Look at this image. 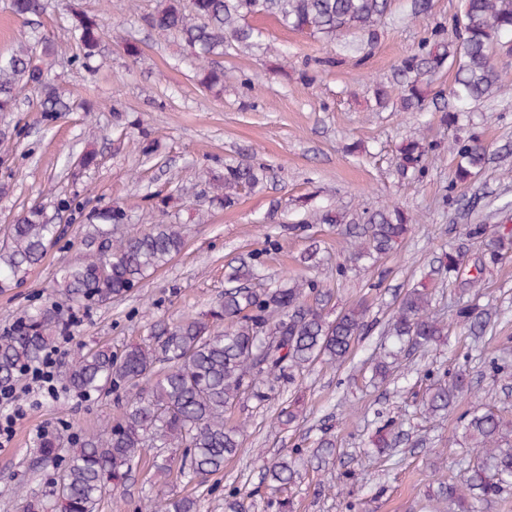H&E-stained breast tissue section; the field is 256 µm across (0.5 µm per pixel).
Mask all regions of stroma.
<instances>
[{"mask_svg": "<svg viewBox=\"0 0 512 512\" xmlns=\"http://www.w3.org/2000/svg\"><path fill=\"white\" fill-rule=\"evenodd\" d=\"M33 21L18 18L10 0H0V57L50 38L60 52L53 69L72 111L44 122L29 92L12 112H0V245L22 209L43 208L65 234L23 282L0 288V333L27 312L57 299V270L78 254L85 233L66 201L88 208L118 205L128 215L115 235L153 224L181 225L184 250L150 275L133 294L93 306L67 344L68 359L82 347L113 349L147 339L156 324L207 312L224 293L228 264L251 252L263 255L266 280L281 277L319 281L334 292V309L368 301L374 320L342 366L316 363L294 380L276 384L266 402L243 397L228 412L243 429L240 454L223 474L196 487L201 512H224L230 489H260L252 512L267 507L264 464L282 450L302 451V478L288 486L292 512H448L427 493L439 482L465 484L476 450L463 416L493 408L512 441V258L488 265L480 287L449 278L443 251L465 245L468 264L486 252L469 240L470 224L512 230V157L490 160L471 183H455L456 160L448 146L470 132L492 148L512 146V93L477 104L465 129L448 125L434 108L422 112L376 111L374 82H391L398 61L414 52L428 28L448 23L458 0H433L427 19L410 15V0H394L379 26L377 42L354 35L358 50L343 40L326 41L291 30L275 17L252 19L261 33L250 52L226 48L224 93L216 97L198 82L191 49L174 34L143 25L156 0H44ZM81 11L102 18L103 37L93 70L70 65L78 51L71 18ZM136 42L139 58L126 55ZM410 137L436 143L423 174L402 182L397 150ZM97 162L82 169L73 161L84 150ZM248 154L264 165L262 190L243 194L230 208L209 200L201 173L220 174L225 162ZM396 205L413 217L411 231L392 253L351 262L342 225L321 224L316 212L351 214ZM304 225L301 234L289 233ZM426 282L438 316L449 325L438 347L400 353L388 381L372 376L380 356L393 348L389 319L413 284ZM491 309L495 317L481 340L456 322L459 306ZM464 369L470 393L447 412L423 414L428 372ZM57 395L30 393L33 405L15 425L8 447H0V512H29L34 498L52 499L55 465L42 457L44 438L75 448L76 430H92L116 418L125 403L112 390L76 392L56 379ZM301 398L299 419L282 426L281 407ZM396 422L400 440L391 454L371 441L379 414ZM336 442L329 466L313 457L322 434ZM182 483H163L155 469L138 466L122 491L123 512H150L158 494H181Z\"/></svg>", "mask_w": 512, "mask_h": 512, "instance_id": "35a3bbf8", "label": "stroma"}]
</instances>
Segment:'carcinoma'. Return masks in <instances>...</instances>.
Listing matches in <instances>:
<instances>
[{
  "mask_svg": "<svg viewBox=\"0 0 512 512\" xmlns=\"http://www.w3.org/2000/svg\"><path fill=\"white\" fill-rule=\"evenodd\" d=\"M392 0H158L143 23L160 33H176L194 51L200 63V83L210 89L224 85V69L210 57L224 54L233 45L250 47L259 33L248 19L259 13L275 17L284 26L313 37L336 39L362 33L369 43L377 39V27L391 11ZM13 13L25 19L41 12L42 0H12ZM460 27L448 31L436 26L417 50L395 66L400 79V110L422 112L428 106L431 78L443 69L453 73L445 118L453 125L469 106L512 88L506 72L494 56H512V0H460ZM82 65L98 55L105 26L96 16L77 13L72 21ZM53 52L52 41L43 42L41 55L20 50L0 58V112L16 105L22 89L35 91L39 112L53 119L70 109L60 87L50 79L44 59ZM434 146L410 139L399 147L396 172L405 179L422 173ZM455 180L465 184L479 174L489 160V146L469 136L455 140ZM263 179L261 167L242 159L224 167V178L212 184L211 201L234 206L240 196ZM85 213L89 224L80 255L61 268L63 294L74 304L110 305L132 294L154 272L181 253L185 239L177 224L150 228L112 239L104 224H123L126 211L106 206L84 212L80 204H66ZM325 224H343L355 245V258L383 256L395 250L409 232L410 219L396 207L363 213L346 219L336 212L321 215ZM485 224H470V239L489 238V260L494 263L512 253V231L488 237ZM61 228L44 218L43 210L30 207L10 226L9 243L0 248V288L20 283L58 243ZM463 251L446 256L442 266L448 277L459 276ZM258 254L228 266L229 287L209 312L156 326L141 343L121 350L110 346L80 351L65 372L68 386L90 393L110 384L130 393L122 412L102 429L84 435L68 458L58 456L51 440L42 443L45 458L57 462L61 472L51 512H98L101 503L128 480L133 466L147 449L181 450L174 465L154 464L179 482L204 483L224 471L241 446L240 429L224 421V412L235 408L247 394L264 402L267 391L294 370L316 362L342 365L369 326V307L358 303L329 318L331 289L315 280L283 282L275 287L247 288L258 279ZM433 293L426 286L407 289L400 299L389 332L413 348L438 345L447 336V324L433 311ZM459 321L470 335L485 334L491 314L473 307L458 311ZM63 318L53 304L27 314L26 320L0 336V384L14 382L19 371L41 360L47 340ZM463 372L435 375L423 401V411L435 415L448 409L469 391ZM464 428L475 441L478 459L463 486L442 484L437 494L466 506L470 499L491 502L512 480V445H503V421L493 410L475 412ZM270 487L284 488L301 478L297 459L280 455L266 469ZM257 491L231 493L224 498V512H250L248 500ZM155 512H199L191 494L163 495Z\"/></svg>",
  "mask_w": 512,
  "mask_h": 512,
  "instance_id": "cac0c4a2",
  "label": "carcinoma"
}]
</instances>
